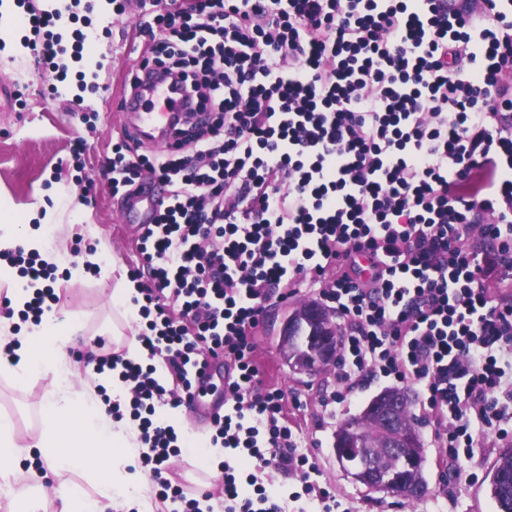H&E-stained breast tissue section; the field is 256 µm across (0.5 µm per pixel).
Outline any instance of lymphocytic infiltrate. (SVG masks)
I'll return each instance as SVG.
<instances>
[{
    "label": "lymphocytic infiltrate",
    "instance_id": "1",
    "mask_svg": "<svg viewBox=\"0 0 512 512\" xmlns=\"http://www.w3.org/2000/svg\"><path fill=\"white\" fill-rule=\"evenodd\" d=\"M144 21L143 66L170 83L181 150L113 148L112 193L168 190L137 241L138 339L170 384L106 350L150 448L161 501L202 512L165 476L181 455L163 406L183 405L188 371L224 356L223 512H288L275 467L309 483L288 396L267 384L255 336L271 300L304 282L343 321L338 387L323 406L381 378L411 384L454 469L512 441V0H192ZM46 280L21 320L40 323L55 267L0 254ZM253 470L240 476V462Z\"/></svg>",
    "mask_w": 512,
    "mask_h": 512
}]
</instances>
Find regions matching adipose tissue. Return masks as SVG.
Listing matches in <instances>:
<instances>
[{
    "label": "adipose tissue",
    "mask_w": 512,
    "mask_h": 512,
    "mask_svg": "<svg viewBox=\"0 0 512 512\" xmlns=\"http://www.w3.org/2000/svg\"><path fill=\"white\" fill-rule=\"evenodd\" d=\"M65 203L31 206L16 211L0 203V251L24 248L50 264L64 263L65 245L48 248L45 230L58 226ZM112 307V350L143 362L147 351L126 335L137 308L138 284L125 268L115 266ZM15 318L0 316V374L23 384L37 376L48 380L36 430L21 438L8 414L0 415V512H45L57 501L56 512H153L150 478L139 461L147 447L134 422L115 419L105 411L101 388L113 396L125 393L118 371L75 368L66 347L73 338L71 316L44 313L40 323L15 331ZM13 355H6V348ZM39 457L38 466L19 470L21 459Z\"/></svg>",
    "instance_id": "adipose-tissue-1"
}]
</instances>
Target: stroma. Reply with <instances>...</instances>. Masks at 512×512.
Wrapping results in <instances>:
<instances>
[{"mask_svg": "<svg viewBox=\"0 0 512 512\" xmlns=\"http://www.w3.org/2000/svg\"><path fill=\"white\" fill-rule=\"evenodd\" d=\"M141 12L139 0H132L126 14L111 15L95 26L106 64L94 76L95 90L78 96L59 88L56 71L34 52L23 57L0 53V89L8 87L21 95L20 100L10 102L0 96V198L25 207L39 201L53 203L64 192L76 193L82 206L72 227L60 229L48 241L52 247L65 243L76 262L100 244L124 268H133L138 262L135 235L122 220L126 204L112 193L107 159L128 123L122 103L148 43L137 27ZM80 140L85 149L78 154L74 145ZM111 293V280L88 269L78 279H61L59 303L87 314L88 327L95 329L112 317ZM313 299L312 291L303 285L294 296L272 302L256 336L257 359L266 381L298 395L306 404L297 420L303 450L312 455L316 465L311 482L334 492L349 512H498L488 491V472L498 449H476L474 479L454 477L441 483L444 465L431 441L427 417L415 401L409 404V414L425 456L422 474L426 490L419 498L367 490L341 470L334 451L339 424L360 415L371 399L396 388L397 383L383 378L357 388L348 402L337 406L334 417L325 418L321 400L326 391L336 387L334 366L310 374L292 370L279 347L285 316ZM47 386L42 378L20 387L0 378V412L12 415L18 427L36 425Z\"/></svg>", "mask_w": 512, "mask_h": 512, "instance_id": "stroma-1", "label": "stroma"}]
</instances>
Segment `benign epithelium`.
<instances>
[{
    "label": "benign epithelium",
    "mask_w": 512,
    "mask_h": 512,
    "mask_svg": "<svg viewBox=\"0 0 512 512\" xmlns=\"http://www.w3.org/2000/svg\"><path fill=\"white\" fill-rule=\"evenodd\" d=\"M280 346L291 368L306 372L310 366L323 367L336 359V323L318 303H307L289 313L280 333ZM362 421L372 419L386 434L384 443L390 456L400 455L413 461L423 459L420 438L408 425L403 399L382 392L366 406ZM342 471L372 491L391 492L395 476L385 471L374 455L362 450L357 434L349 432L346 441L335 449Z\"/></svg>",
    "instance_id": "7a95c632"
}]
</instances>
